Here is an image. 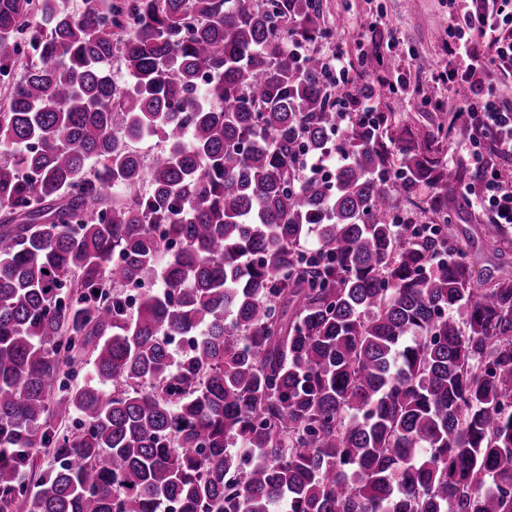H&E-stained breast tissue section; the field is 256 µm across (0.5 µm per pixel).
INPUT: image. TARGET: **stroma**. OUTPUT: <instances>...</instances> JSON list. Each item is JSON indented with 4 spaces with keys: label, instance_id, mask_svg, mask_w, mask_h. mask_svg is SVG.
<instances>
[{
    "label": "stroma",
    "instance_id": "stroma-1",
    "mask_svg": "<svg viewBox=\"0 0 512 512\" xmlns=\"http://www.w3.org/2000/svg\"><path fill=\"white\" fill-rule=\"evenodd\" d=\"M328 34L316 42L326 57L340 51L345 55L350 75L364 82L357 70L361 52L377 51L391 62L381 72L382 80L394 84L406 78L407 86L378 100L379 111L392 112L406 124L417 122L434 126L437 115L420 107L422 98L444 101L449 109L459 106L462 93L449 90L445 80L424 81L421 68H445L448 63V0H320Z\"/></svg>",
    "mask_w": 512,
    "mask_h": 512
}]
</instances>
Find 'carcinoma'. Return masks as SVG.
<instances>
[{"label":"carcinoma","mask_w":512,"mask_h":512,"mask_svg":"<svg viewBox=\"0 0 512 512\" xmlns=\"http://www.w3.org/2000/svg\"><path fill=\"white\" fill-rule=\"evenodd\" d=\"M324 33L319 0H0V512H512V274L454 231L512 224L445 110H336ZM502 174L494 169H485L470 192L471 204L487 212L493 224H512V190L505 192Z\"/></svg>","instance_id":"obj_1"}]
</instances>
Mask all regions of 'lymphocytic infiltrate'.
<instances>
[{
    "mask_svg": "<svg viewBox=\"0 0 512 512\" xmlns=\"http://www.w3.org/2000/svg\"><path fill=\"white\" fill-rule=\"evenodd\" d=\"M512 71V0H457L448 16V73L451 88L469 93L462 108L469 137L463 149L473 164L484 158L483 143L494 134L503 152L512 153V106L499 103L491 84ZM471 204L493 223L512 224V191L502 175L484 170L470 192Z\"/></svg>",
    "mask_w": 512,
    "mask_h": 512,
    "instance_id": "f902f5d3",
    "label": "lymphocytic infiltrate"
}]
</instances>
